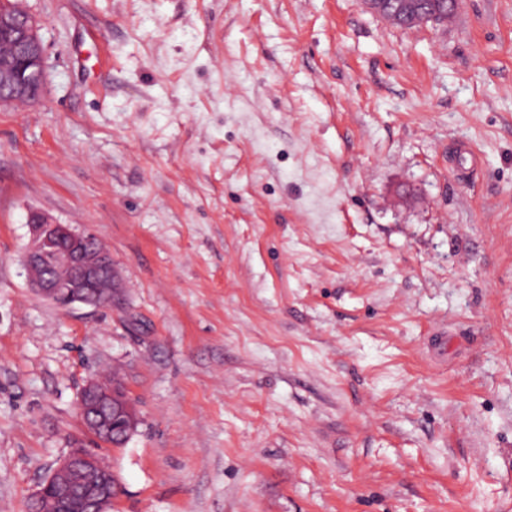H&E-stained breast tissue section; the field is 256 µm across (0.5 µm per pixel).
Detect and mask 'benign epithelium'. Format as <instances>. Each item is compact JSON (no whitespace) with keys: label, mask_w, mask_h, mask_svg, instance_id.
Segmentation results:
<instances>
[{"label":"benign epithelium","mask_w":512,"mask_h":512,"mask_svg":"<svg viewBox=\"0 0 512 512\" xmlns=\"http://www.w3.org/2000/svg\"><path fill=\"white\" fill-rule=\"evenodd\" d=\"M366 3L377 15L394 5L412 22L418 21L421 10L418 0ZM0 40L12 44L10 54L0 55V102L35 101L43 84V48L34 19L18 0H8L0 7ZM28 224L33 235L23 265L39 295L62 309L75 304L101 307L112 302L118 275L95 232L76 231L37 211L29 214ZM60 268L69 273L66 284L55 276ZM78 409L89 432L111 447L115 439L125 443L135 430L136 421L126 399L112 385L94 377L82 387ZM118 492L116 476L96 454L76 448L40 485L34 502L51 501L53 512H110Z\"/></svg>","instance_id":"1"}]
</instances>
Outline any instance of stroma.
Wrapping results in <instances>:
<instances>
[{
	"instance_id": "1",
	"label": "stroma",
	"mask_w": 512,
	"mask_h": 512,
	"mask_svg": "<svg viewBox=\"0 0 512 512\" xmlns=\"http://www.w3.org/2000/svg\"><path fill=\"white\" fill-rule=\"evenodd\" d=\"M0 104V512L74 448L112 512H512V0H22ZM120 285L56 307L29 212ZM138 425L96 443L88 377ZM17 2L0 7V40L13 47L0 55V102H33L43 84V48L35 21ZM369 10L377 15H383L393 4L409 21H418L421 5L417 0H365Z\"/></svg>"
}]
</instances>
